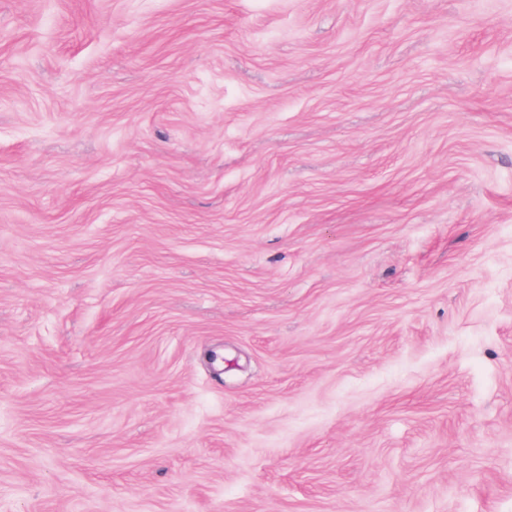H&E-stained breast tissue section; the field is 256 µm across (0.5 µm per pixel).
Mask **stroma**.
Wrapping results in <instances>:
<instances>
[{
    "mask_svg": "<svg viewBox=\"0 0 512 512\" xmlns=\"http://www.w3.org/2000/svg\"><path fill=\"white\" fill-rule=\"evenodd\" d=\"M0 512H512V0H0Z\"/></svg>",
    "mask_w": 512,
    "mask_h": 512,
    "instance_id": "stroma-1",
    "label": "stroma"
}]
</instances>
